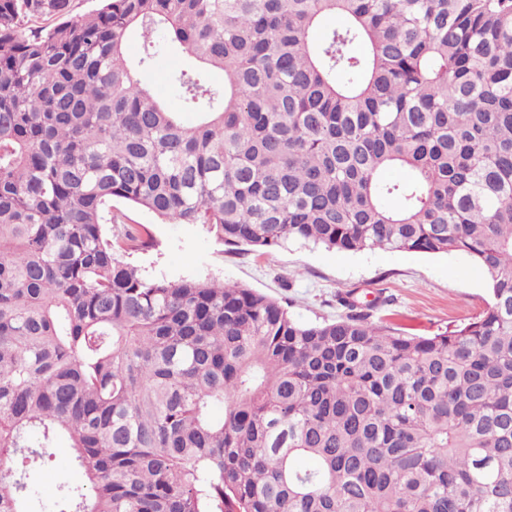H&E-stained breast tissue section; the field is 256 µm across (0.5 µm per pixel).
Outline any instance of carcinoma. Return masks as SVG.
I'll return each mask as SVG.
<instances>
[{
  "mask_svg": "<svg viewBox=\"0 0 512 512\" xmlns=\"http://www.w3.org/2000/svg\"><path fill=\"white\" fill-rule=\"evenodd\" d=\"M72 8L0 0V512H33L62 436L87 486L55 512H512V0ZM161 33L196 64L191 126L140 78ZM117 199L262 255L464 254L491 301L434 336L352 292L302 324L142 274L124 253L155 241Z\"/></svg>",
  "mask_w": 512,
  "mask_h": 512,
  "instance_id": "obj_1",
  "label": "carcinoma"
}]
</instances>
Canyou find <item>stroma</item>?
<instances>
[{"label": "stroma", "instance_id": "1", "mask_svg": "<svg viewBox=\"0 0 512 512\" xmlns=\"http://www.w3.org/2000/svg\"><path fill=\"white\" fill-rule=\"evenodd\" d=\"M189 64L179 47L164 43L155 64L141 75L187 125L194 124L197 115L182 109L171 75ZM114 207L129 223L150 225L157 240L156 249L128 257L143 273L234 282L279 300L304 324L344 315L336 297L355 289L370 300L380 292L389 296L388 305L373 309L374 321L430 336L469 322L490 299L483 275L468 257L458 254L342 252L292 243L260 258L247 247L218 244L201 225L164 224L149 211L121 201ZM50 454L47 463L29 473L33 512H53L60 485L85 481L72 463L67 441L58 442Z\"/></svg>", "mask_w": 512, "mask_h": 512}]
</instances>
